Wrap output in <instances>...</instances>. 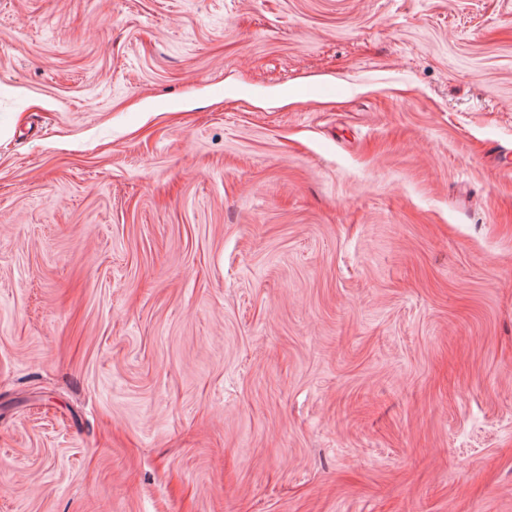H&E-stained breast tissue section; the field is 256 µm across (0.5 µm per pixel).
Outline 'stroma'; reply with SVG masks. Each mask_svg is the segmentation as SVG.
Wrapping results in <instances>:
<instances>
[{
  "label": "stroma",
  "instance_id": "obj_1",
  "mask_svg": "<svg viewBox=\"0 0 512 512\" xmlns=\"http://www.w3.org/2000/svg\"><path fill=\"white\" fill-rule=\"evenodd\" d=\"M512 0H0V512H512Z\"/></svg>",
  "mask_w": 512,
  "mask_h": 512
}]
</instances>
